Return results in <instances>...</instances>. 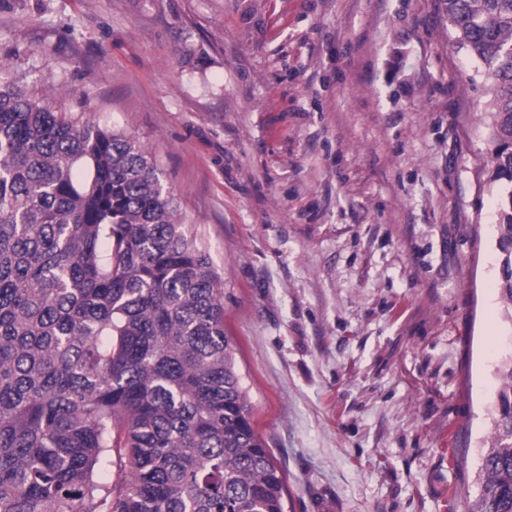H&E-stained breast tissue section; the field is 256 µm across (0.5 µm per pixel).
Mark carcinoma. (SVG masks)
<instances>
[{
  "instance_id": "carcinoma-1",
  "label": "carcinoma",
  "mask_w": 512,
  "mask_h": 512,
  "mask_svg": "<svg viewBox=\"0 0 512 512\" xmlns=\"http://www.w3.org/2000/svg\"><path fill=\"white\" fill-rule=\"evenodd\" d=\"M491 81L498 283L512 324V0H445ZM481 490L512 512V355ZM224 289L133 137L0 66V512H284Z\"/></svg>"
}]
</instances>
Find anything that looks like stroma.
Segmentation results:
<instances>
[{"instance_id": "stroma-1", "label": "stroma", "mask_w": 512, "mask_h": 512, "mask_svg": "<svg viewBox=\"0 0 512 512\" xmlns=\"http://www.w3.org/2000/svg\"><path fill=\"white\" fill-rule=\"evenodd\" d=\"M444 0H0V62L155 158L285 512H468L497 369L490 82Z\"/></svg>"}]
</instances>
